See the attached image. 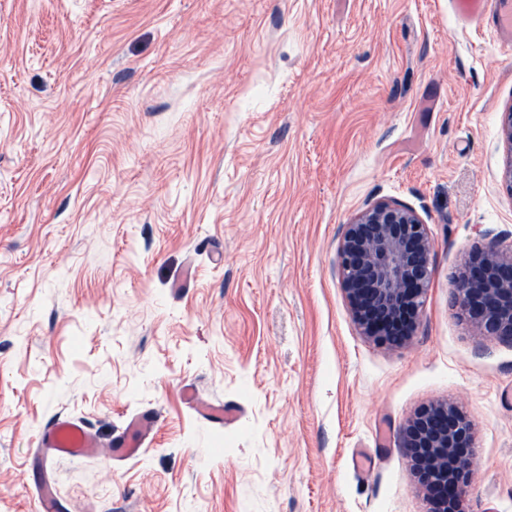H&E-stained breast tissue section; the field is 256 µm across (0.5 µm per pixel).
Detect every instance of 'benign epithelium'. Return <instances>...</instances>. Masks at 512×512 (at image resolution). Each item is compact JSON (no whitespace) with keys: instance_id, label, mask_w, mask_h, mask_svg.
Returning <instances> with one entry per match:
<instances>
[{"instance_id":"1","label":"benign epithelium","mask_w":512,"mask_h":512,"mask_svg":"<svg viewBox=\"0 0 512 512\" xmlns=\"http://www.w3.org/2000/svg\"><path fill=\"white\" fill-rule=\"evenodd\" d=\"M501 139L508 150L504 179L512 189V112ZM428 225L412 207L381 200L343 225L336 270L353 320L362 334L390 348L408 345L418 327L433 273ZM458 314L474 332L512 344V246L494 238L470 250L452 282ZM473 427L451 403L421 407L402 430L401 447L430 512H462L475 473Z\"/></svg>"}]
</instances>
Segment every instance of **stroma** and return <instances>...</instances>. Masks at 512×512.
I'll use <instances>...</instances> for the list:
<instances>
[{
    "label": "stroma",
    "mask_w": 512,
    "mask_h": 512,
    "mask_svg": "<svg viewBox=\"0 0 512 512\" xmlns=\"http://www.w3.org/2000/svg\"><path fill=\"white\" fill-rule=\"evenodd\" d=\"M510 110L512 41L450 0H0V512H428L400 436L433 402L473 424L466 512H512V345L451 300L512 240ZM380 199L433 239L403 348L336 275ZM59 417L100 455L43 449ZM183 398L186 404L200 417L211 421L223 422L224 420L227 422L235 413V409L232 405L202 401L197 389L193 386L187 387L184 390ZM147 422L149 419L145 416L135 415L131 418L124 435L113 444L112 459L127 461L140 454L146 440L143 426Z\"/></svg>",
    "instance_id": "1"
}]
</instances>
